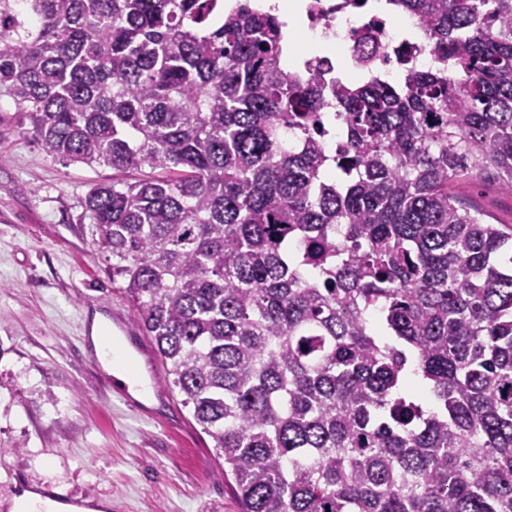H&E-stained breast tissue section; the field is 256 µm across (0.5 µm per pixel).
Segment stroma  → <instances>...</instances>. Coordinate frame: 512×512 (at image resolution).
<instances>
[{
    "label": "stroma",
    "instance_id": "obj_1",
    "mask_svg": "<svg viewBox=\"0 0 512 512\" xmlns=\"http://www.w3.org/2000/svg\"><path fill=\"white\" fill-rule=\"evenodd\" d=\"M25 129L0 96V512L21 484L82 512H241L160 359L136 360L147 403H124L92 370L94 314L133 316L80 205L112 170L54 162ZM453 191L512 224V195L497 184Z\"/></svg>",
    "mask_w": 512,
    "mask_h": 512
}]
</instances>
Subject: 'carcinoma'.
<instances>
[{"mask_svg": "<svg viewBox=\"0 0 512 512\" xmlns=\"http://www.w3.org/2000/svg\"><path fill=\"white\" fill-rule=\"evenodd\" d=\"M435 67L283 70L216 0H0V94L81 199L112 286L242 512H512V0H390ZM336 102L344 147L327 148ZM466 203L491 215L493 224H512V195L503 193L489 181L468 180L453 187Z\"/></svg>", "mask_w": 512, "mask_h": 512, "instance_id": "cac0c4a2", "label": "carcinoma"}]
</instances>
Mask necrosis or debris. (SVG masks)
I'll return each instance as SVG.
<instances>
[{
	"instance_id": "4bbe7bcc",
	"label": "necrosis or debris",
	"mask_w": 512,
	"mask_h": 512,
	"mask_svg": "<svg viewBox=\"0 0 512 512\" xmlns=\"http://www.w3.org/2000/svg\"><path fill=\"white\" fill-rule=\"evenodd\" d=\"M298 16L308 33L311 46L320 50L321 61L335 69L337 51L348 52L355 78H378L397 84L403 73L396 66L401 55H408L420 70L433 67L434 57L426 42L422 21L409 14H396L383 0H295Z\"/></svg>"
}]
</instances>
